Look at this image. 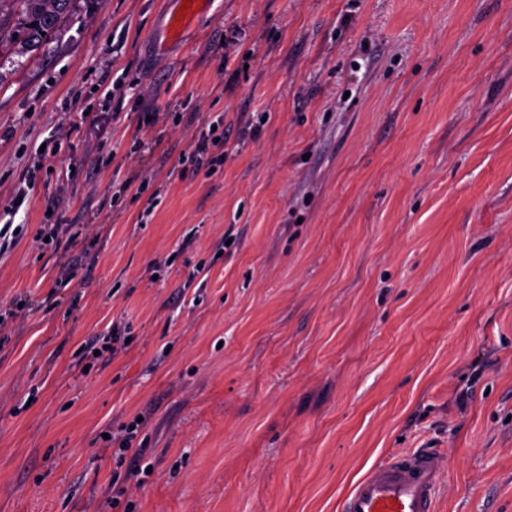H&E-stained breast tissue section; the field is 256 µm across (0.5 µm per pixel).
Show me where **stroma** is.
<instances>
[{
    "instance_id": "35a3bbf8",
    "label": "stroma",
    "mask_w": 512,
    "mask_h": 512,
    "mask_svg": "<svg viewBox=\"0 0 512 512\" xmlns=\"http://www.w3.org/2000/svg\"><path fill=\"white\" fill-rule=\"evenodd\" d=\"M161 8L0 47V512H338L418 448L512 512V0H215L151 58Z\"/></svg>"
}]
</instances>
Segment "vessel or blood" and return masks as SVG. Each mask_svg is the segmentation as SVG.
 Wrapping results in <instances>:
<instances>
[{
	"label": "vessel or blood",
	"instance_id": "1",
	"mask_svg": "<svg viewBox=\"0 0 512 512\" xmlns=\"http://www.w3.org/2000/svg\"><path fill=\"white\" fill-rule=\"evenodd\" d=\"M214 0H192L182 10V0H168L163 41L157 55L178 41L184 30L207 12ZM446 458L434 448L401 453L373 465L343 497L339 512H438L437 492L445 480Z\"/></svg>",
	"mask_w": 512,
	"mask_h": 512
}]
</instances>
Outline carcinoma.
I'll return each mask as SVG.
<instances>
[{
    "label": "carcinoma",
    "mask_w": 512,
    "mask_h": 512,
    "mask_svg": "<svg viewBox=\"0 0 512 512\" xmlns=\"http://www.w3.org/2000/svg\"><path fill=\"white\" fill-rule=\"evenodd\" d=\"M71 0H0V18L10 13L15 18L7 38L0 37V44L8 42L17 54L37 50L68 14Z\"/></svg>",
    "instance_id": "carcinoma-1"
}]
</instances>
